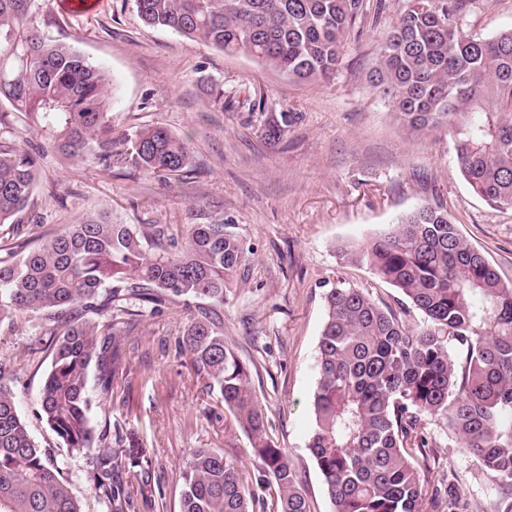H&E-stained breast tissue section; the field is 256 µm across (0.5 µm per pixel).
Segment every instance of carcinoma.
I'll list each match as a JSON object with an SVG mask.
<instances>
[{"mask_svg": "<svg viewBox=\"0 0 512 512\" xmlns=\"http://www.w3.org/2000/svg\"><path fill=\"white\" fill-rule=\"evenodd\" d=\"M148 24L242 53L297 83L336 74L363 0H135ZM476 0H409L382 41L371 87L412 133L448 129L460 173L487 204L512 210V28L490 38L463 21ZM52 0H0V102L23 115L68 159L112 160V80L77 49L45 36ZM291 116L271 117L277 143ZM123 164L168 179L192 167L189 140L164 126L122 141ZM37 188V159L0 136V233ZM222 221L119 224L93 213L16 261L0 260V323L17 313L55 336L38 394L42 416L67 448L90 454L92 480L110 512H129L151 461L96 435L93 395L125 370L117 323L139 301L156 312L196 304L178 337L198 377L246 434L256 461L245 471L214 448H196L181 472L180 512H312L300 473L273 438L250 372L224 339L219 310L246 259ZM398 290L421 324L409 326L361 288L332 287L318 341L307 448L335 512H423L414 452L430 418L470 450L512 512V285L458 230L441 204L419 207L392 230L337 248ZM262 488L257 499L250 487ZM0 512H81L62 468L21 419L0 363Z\"/></svg>", "mask_w": 512, "mask_h": 512, "instance_id": "cac0c4a2", "label": "carcinoma"}]
</instances>
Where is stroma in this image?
<instances>
[{"instance_id": "obj_1", "label": "stroma", "mask_w": 512, "mask_h": 512, "mask_svg": "<svg viewBox=\"0 0 512 512\" xmlns=\"http://www.w3.org/2000/svg\"><path fill=\"white\" fill-rule=\"evenodd\" d=\"M406 4L367 0L335 78L309 83L149 26L134 0H100L79 14L57 7L42 16L46 34L74 43L109 71L113 139L156 124L188 136L193 170L178 181L63 158L12 115L0 126V135L35 153L38 167L33 201L18 215L14 233L0 238L2 252L23 255L39 237L93 211L121 224L183 226L220 217L236 225L252 252L240 268L241 284L220 310L224 337L249 367L273 436L301 472L314 512H334L307 449L324 296L344 282L395 310L403 300L368 267L342 264L337 246L387 233L397 217L440 201L460 233L512 283V211L496 210L471 191L447 130L410 133L367 83L380 40ZM510 27L512 0H478L465 21L467 33L480 38ZM218 85L224 88L220 108L210 95ZM282 110L293 112V123L273 145L264 126ZM194 315L179 303L161 313L132 306L121 326L127 370L92 409L98 433L151 460L149 486L131 512H179V475L193 449L216 448L239 466H254L246 434L231 415L214 417L217 397L203 394L188 356L176 352V339ZM51 341L34 317L2 322L0 364L12 374L20 417L61 465L82 512H108L88 456L70 454L40 416ZM424 434L433 443L416 460L427 490L425 512H497V492L477 458L450 443L443 425L426 422ZM450 484L453 505L444 494Z\"/></svg>"}]
</instances>
